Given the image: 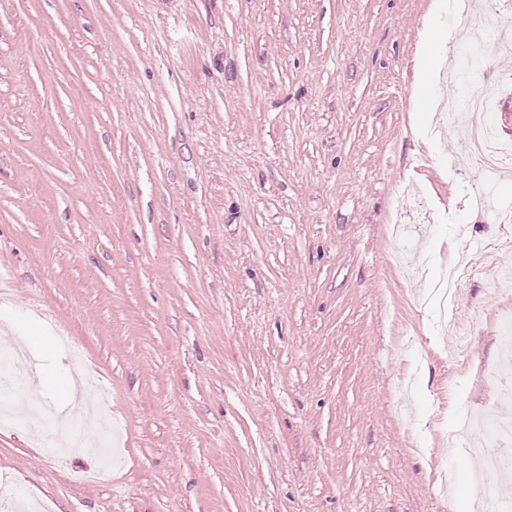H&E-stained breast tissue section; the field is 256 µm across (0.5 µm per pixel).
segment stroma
Returning a JSON list of instances; mask_svg holds the SVG:
<instances>
[{"label":"stroma","mask_w":512,"mask_h":512,"mask_svg":"<svg viewBox=\"0 0 512 512\" xmlns=\"http://www.w3.org/2000/svg\"><path fill=\"white\" fill-rule=\"evenodd\" d=\"M463 7L0 0V351L52 407L95 375L122 457L0 428V512H475L500 447L443 434L512 418L483 380L512 293L464 283L452 354L435 273L501 231L415 73L436 33L464 63ZM483 54L462 87L495 85L512 140V54Z\"/></svg>","instance_id":"obj_1"}]
</instances>
